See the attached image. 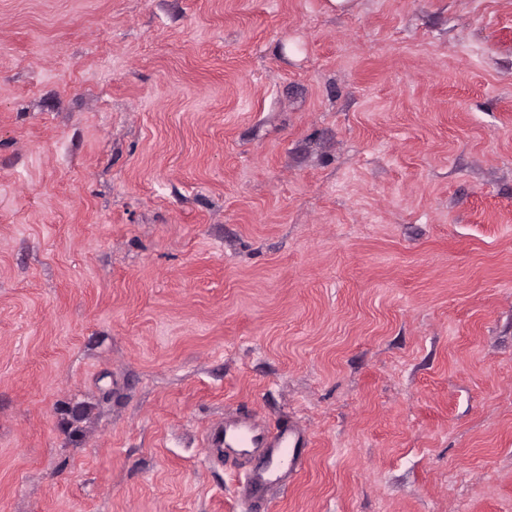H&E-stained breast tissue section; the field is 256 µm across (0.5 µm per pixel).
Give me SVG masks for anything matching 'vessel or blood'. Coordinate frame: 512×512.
I'll use <instances>...</instances> for the list:
<instances>
[{"label": "vessel or blood", "mask_w": 512, "mask_h": 512, "mask_svg": "<svg viewBox=\"0 0 512 512\" xmlns=\"http://www.w3.org/2000/svg\"><path fill=\"white\" fill-rule=\"evenodd\" d=\"M208 439L217 442L228 455L259 453L287 464L289 471L301 465L309 446V440L299 424L291 421L271 429L253 414L239 409L226 413L223 424L212 429ZM245 472V494L257 505L268 503L272 488L284 485L287 480L286 474L274 475L250 465L246 466Z\"/></svg>", "instance_id": "b4317fda"}]
</instances>
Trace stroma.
Returning a JSON list of instances; mask_svg holds the SVG:
<instances>
[{"label": "stroma", "instance_id": "obj_1", "mask_svg": "<svg viewBox=\"0 0 512 512\" xmlns=\"http://www.w3.org/2000/svg\"><path fill=\"white\" fill-rule=\"evenodd\" d=\"M512 512V0H0V512ZM208 444L216 441L229 457L234 455L263 454L279 465L288 461V470L280 475H273L268 470L240 463L245 468L246 478L243 484L245 495L254 504H267L272 488L286 487L288 475L294 472L305 458V448L309 440L302 427L292 421L275 430L249 412L236 409L226 413L224 423L213 428L208 437Z\"/></svg>", "mask_w": 512, "mask_h": 512}]
</instances>
